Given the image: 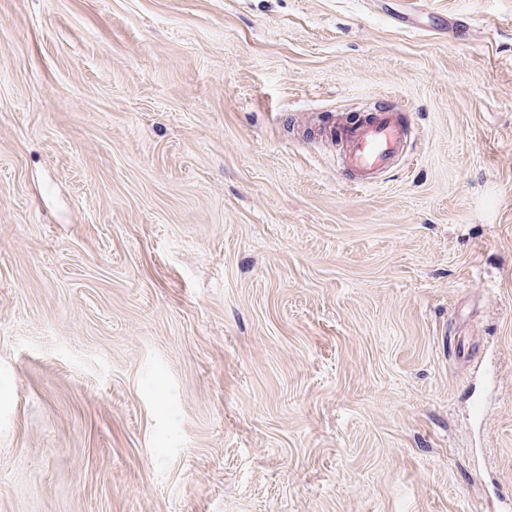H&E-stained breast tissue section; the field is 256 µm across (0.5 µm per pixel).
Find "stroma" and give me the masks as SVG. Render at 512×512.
Masks as SVG:
<instances>
[{
    "mask_svg": "<svg viewBox=\"0 0 512 512\" xmlns=\"http://www.w3.org/2000/svg\"><path fill=\"white\" fill-rule=\"evenodd\" d=\"M510 502L512 0H0V512ZM403 115L395 107H380L339 129L337 139L344 147L343 170L362 180L390 171L407 144Z\"/></svg>",
    "mask_w": 512,
    "mask_h": 512,
    "instance_id": "stroma-1",
    "label": "stroma"
}]
</instances>
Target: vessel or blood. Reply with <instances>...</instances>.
I'll use <instances>...</instances> for the list:
<instances>
[{
  "label": "vessel or blood",
  "mask_w": 512,
  "mask_h": 512,
  "mask_svg": "<svg viewBox=\"0 0 512 512\" xmlns=\"http://www.w3.org/2000/svg\"><path fill=\"white\" fill-rule=\"evenodd\" d=\"M403 113L386 106L340 129L337 139L344 147V171L367 179L390 171L407 144Z\"/></svg>",
  "instance_id": "obj_1"
}]
</instances>
